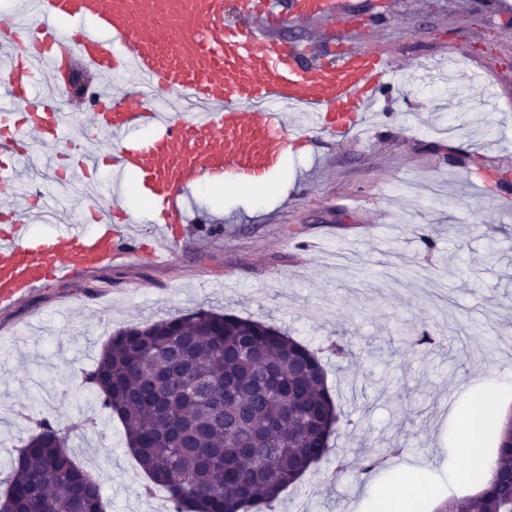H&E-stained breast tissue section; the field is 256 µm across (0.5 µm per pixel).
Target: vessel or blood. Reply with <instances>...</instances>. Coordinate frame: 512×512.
I'll use <instances>...</instances> for the list:
<instances>
[{
  "label": "vessel or blood",
  "mask_w": 512,
  "mask_h": 512,
  "mask_svg": "<svg viewBox=\"0 0 512 512\" xmlns=\"http://www.w3.org/2000/svg\"><path fill=\"white\" fill-rule=\"evenodd\" d=\"M229 18L225 0H29L0 19V47L9 60L0 85V192H12L17 168L32 149H51L53 178L74 173L98 187L90 224L74 223L46 192L24 207L0 205V309L50 279H67L119 260L150 257L173 262L190 221L183 189L202 175L253 182L278 168L302 130L329 138L363 127L370 107L393 89L388 60L378 45L360 42L350 27L349 47L321 67L305 63L281 30L300 25L324 30L352 11L350 0H237ZM94 20L97 32L83 26ZM81 58L100 77L123 74L127 94L97 89L94 123L84 140L113 139L110 153L85 158L73 169L70 148L79 119L62 103V69ZM154 129L134 142L129 132ZM137 173L156 206L151 243L140 239L122 201L96 175L104 167ZM50 219L43 240L30 231L32 215Z\"/></svg>",
  "instance_id": "b4317fda"
}]
</instances>
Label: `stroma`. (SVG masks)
I'll return each mask as SVG.
<instances>
[{
	"instance_id": "1",
	"label": "stroma",
	"mask_w": 512,
	"mask_h": 512,
	"mask_svg": "<svg viewBox=\"0 0 512 512\" xmlns=\"http://www.w3.org/2000/svg\"><path fill=\"white\" fill-rule=\"evenodd\" d=\"M353 25L400 72L398 101L368 134L317 146L305 132L282 189L207 194L171 264L108 265L50 280L0 310V481L36 419L70 427L69 450L100 482L106 512H157L118 417L79 426L83 385L118 329L199 307L272 324L324 349L341 424L334 455H384L380 471L431 462L450 410L492 371L512 373V12L494 0H353ZM428 344L417 345L420 336ZM339 342L353 355L328 354ZM332 459L275 512H355L368 476L330 480Z\"/></svg>"
}]
</instances>
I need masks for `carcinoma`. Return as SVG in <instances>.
<instances>
[{
	"label": "carcinoma",
	"mask_w": 512,
	"mask_h": 512,
	"mask_svg": "<svg viewBox=\"0 0 512 512\" xmlns=\"http://www.w3.org/2000/svg\"><path fill=\"white\" fill-rule=\"evenodd\" d=\"M82 383L126 428L127 447L174 512H269L330 451L340 416L318 353L265 322L199 308L118 330ZM49 418L11 459L6 495L24 512L77 499L104 512L101 484ZM490 487L444 512H512V418Z\"/></svg>",
	"instance_id": "obj_1"
}]
</instances>
